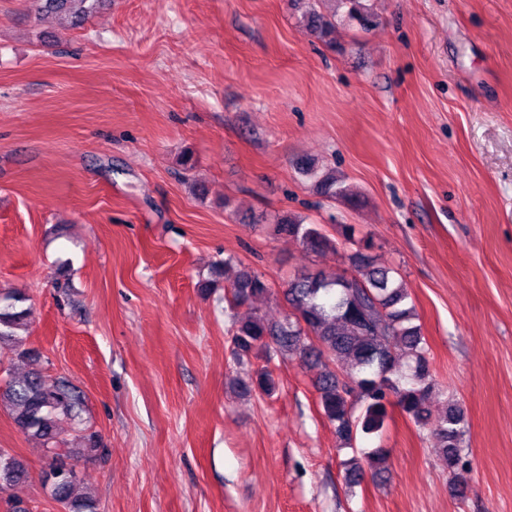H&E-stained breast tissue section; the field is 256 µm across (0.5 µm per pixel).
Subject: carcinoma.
<instances>
[{
  "label": "carcinoma",
  "mask_w": 512,
  "mask_h": 512,
  "mask_svg": "<svg viewBox=\"0 0 512 512\" xmlns=\"http://www.w3.org/2000/svg\"><path fill=\"white\" fill-rule=\"evenodd\" d=\"M102 0H31L39 13H54L80 25ZM308 25L323 36L335 29V15L315 9L306 15ZM302 173L315 177L317 192L325 197L344 193L336 175L318 171L310 160L299 163ZM275 232L300 242L308 251L320 252L333 242L314 224L291 216L277 219ZM365 240L349 256L350 274L302 273L288 282L284 295L289 312L283 320L270 322L254 311L246 319L230 316L232 352L241 361L254 352L262 353L267 364L285 352L296 354L305 364L325 366L315 382L319 407L334 426L345 448H352L366 435L382 436L394 410L429 432L438 442L447 462L448 473L466 469L470 461L462 453L467 433L464 411L459 404H448L442 415H434L430 400L438 383L432 375L429 345L414 324L415 305L396 278L398 271L371 253ZM224 302L233 311L244 304L264 301L272 295L265 276L224 259ZM20 298L0 297V344L22 342L17 331L27 325L30 310L17 307ZM21 357L33 368L25 376L0 387V409L8 413L15 427L37 440L45 452L62 451L60 459L101 450L98 434L85 429L64 437L63 424H74L80 417L83 398L65 380L46 383L36 368L40 357L24 351ZM246 391L253 389L269 396L275 382L269 367L254 373ZM362 456L345 463L349 483L357 482L361 462L380 468L386 449L361 450ZM22 462L0 451V493L25 481ZM75 478L61 471L47 483L50 496L66 512H94L89 496L74 495Z\"/></svg>",
  "instance_id": "carcinoma-1"
}]
</instances>
